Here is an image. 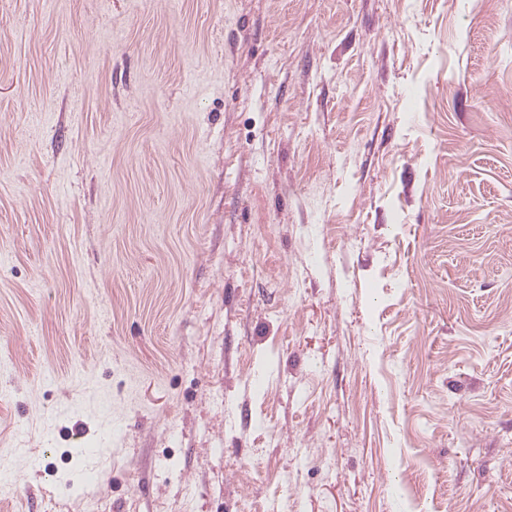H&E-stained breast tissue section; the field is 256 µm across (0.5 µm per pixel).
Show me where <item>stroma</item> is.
<instances>
[{"label": "stroma", "instance_id": "stroma-1", "mask_svg": "<svg viewBox=\"0 0 512 512\" xmlns=\"http://www.w3.org/2000/svg\"><path fill=\"white\" fill-rule=\"evenodd\" d=\"M512 512V0H0V512Z\"/></svg>", "mask_w": 512, "mask_h": 512}]
</instances>
